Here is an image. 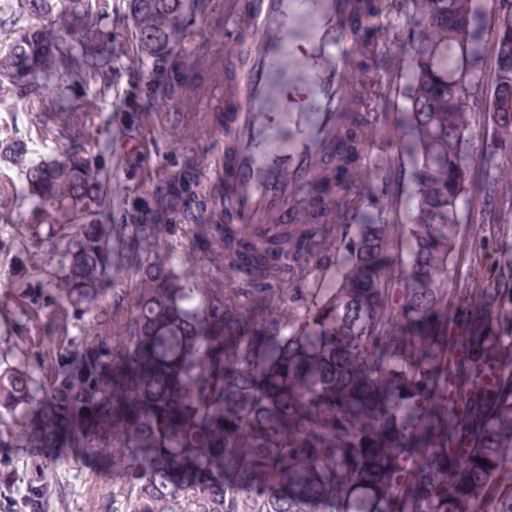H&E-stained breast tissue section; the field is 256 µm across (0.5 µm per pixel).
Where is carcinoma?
<instances>
[{
  "mask_svg": "<svg viewBox=\"0 0 512 512\" xmlns=\"http://www.w3.org/2000/svg\"><path fill=\"white\" fill-rule=\"evenodd\" d=\"M196 0H126L152 78L134 101L162 105L184 84L172 45L198 16ZM415 24L407 107L409 258L371 192L348 197L356 222L328 243L321 196L311 224L242 237L221 202H197L193 172L136 197L112 223V139L80 140L89 120L70 92L108 97L112 4L18 0L0 77L19 98L51 103L74 139L61 157L33 161L0 140L21 167L13 194L34 212H60L38 235L58 257L37 283L15 277L22 309L46 332L82 323L83 337L46 346L0 373V421L23 448H80L124 472L112 512H512V489L486 490L512 463V288L485 294L488 319L468 313L442 336L448 282L481 90L485 12L476 0H401ZM50 19V26L35 21ZM501 140L512 147V10L493 30ZM359 123L347 131L336 187L357 164ZM188 237L185 264L165 254ZM333 255L328 288H301ZM89 323L87 315L95 310ZM291 331H285V328Z\"/></svg>",
  "mask_w": 512,
  "mask_h": 512,
  "instance_id": "obj_1",
  "label": "carcinoma"
}]
</instances>
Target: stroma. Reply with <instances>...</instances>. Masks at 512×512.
I'll return each instance as SVG.
<instances>
[{"label": "stroma", "mask_w": 512, "mask_h": 512, "mask_svg": "<svg viewBox=\"0 0 512 512\" xmlns=\"http://www.w3.org/2000/svg\"><path fill=\"white\" fill-rule=\"evenodd\" d=\"M112 94L105 99L75 91L79 111L90 113L87 141L112 140V180L121 184L125 196L140 194L169 175L197 169L201 152L217 160L214 137L206 113L195 111L201 87L218 78L222 57L213 53L206 67L186 72L182 91L184 105L175 110L146 100L141 105L137 138H130L120 115V106L133 75H147L151 65L137 52L133 23L122 0H112ZM396 43L384 54L381 97L393 111L405 105L408 81V34L411 22L406 12L395 9ZM492 58H485L479 74L482 95L492 93ZM478 103V119L472 125V143L467 172L464 211L482 210L478 223L460 226L455 252L456 271L450 288L469 285L470 266H483L490 288L512 286V207L483 199L481 190L492 178L512 179V152L502 149L492 113ZM41 104L18 100L14 87L0 81V135L24 143L30 159L57 154L64 142L58 131L46 130L35 115ZM19 166L0 160V369L14 365L20 356L16 348L10 279L19 272L37 277L53 266L48 250L39 246L34 234L35 218L28 202L15 198L12 186L23 183ZM117 479L111 468L85 459L75 448H18L0 445V512H112V484Z\"/></svg>", "instance_id": "35a3bbf8"}]
</instances>
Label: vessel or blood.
<instances>
[{
  "label": "vessel or blood",
  "mask_w": 512,
  "mask_h": 512,
  "mask_svg": "<svg viewBox=\"0 0 512 512\" xmlns=\"http://www.w3.org/2000/svg\"><path fill=\"white\" fill-rule=\"evenodd\" d=\"M362 11L361 0H224L222 25L192 37L191 65L212 45L224 50L223 77L199 104L220 109L210 127L222 153L208 179L225 223L247 235L309 223L297 202L315 188L351 112L372 131L359 183H375L394 162L405 133L382 116L374 69L392 26L376 18L377 37L362 47Z\"/></svg>",
  "instance_id": "obj_1"
}]
</instances>
